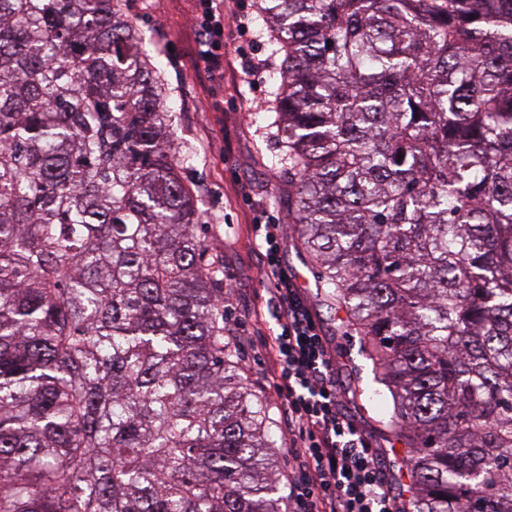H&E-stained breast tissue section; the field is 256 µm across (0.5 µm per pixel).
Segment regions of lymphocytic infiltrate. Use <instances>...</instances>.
Instances as JSON below:
<instances>
[{"instance_id":"lymphocytic-infiltrate-1","label":"lymphocytic infiltrate","mask_w":512,"mask_h":512,"mask_svg":"<svg viewBox=\"0 0 512 512\" xmlns=\"http://www.w3.org/2000/svg\"><path fill=\"white\" fill-rule=\"evenodd\" d=\"M200 77L224 79V7L196 0ZM263 276L279 331L270 356L278 368L271 386L288 428V512H405L393 493L379 449L341 408L337 364L301 288L280 257L281 225L255 222Z\"/></svg>"}]
</instances>
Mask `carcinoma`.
I'll use <instances>...</instances> for the list:
<instances>
[{
	"label": "carcinoma",
	"instance_id": "1",
	"mask_svg": "<svg viewBox=\"0 0 512 512\" xmlns=\"http://www.w3.org/2000/svg\"><path fill=\"white\" fill-rule=\"evenodd\" d=\"M124 0H0V512H283ZM274 201L413 512H512V0H259Z\"/></svg>",
	"mask_w": 512,
	"mask_h": 512
}]
</instances>
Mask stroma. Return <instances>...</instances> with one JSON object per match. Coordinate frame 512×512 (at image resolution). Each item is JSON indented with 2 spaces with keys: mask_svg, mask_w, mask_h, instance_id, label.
I'll use <instances>...</instances> for the list:
<instances>
[{
  "mask_svg": "<svg viewBox=\"0 0 512 512\" xmlns=\"http://www.w3.org/2000/svg\"><path fill=\"white\" fill-rule=\"evenodd\" d=\"M234 0H224V79L200 81L193 71L191 46L196 36L193 0H126L127 11L145 36V47L160 66L167 87L173 136L182 147L183 175L204 212L198 235L224 255V282L234 289L226 303L224 323L232 328L249 387L269 404L270 431L276 442L277 487L287 496L288 430L268 387L270 365L265 339L276 326L264 304L268 284L260 275L263 257L254 245V200H261L276 223L285 211L270 198L281 156L273 115L262 104L279 84L280 58L274 53L259 19L240 34L233 19ZM251 45L270 66L257 85L241 75L238 48ZM250 196H243L242 188ZM280 256L289 273L307 280L305 294L340 364L344 409L379 448L387 441L372 410L377 388L372 364L362 354L360 338L343 328L340 313L326 302L317 273L304 255L284 237Z\"/></svg>",
  "mask_w": 512,
  "mask_h": 512,
  "instance_id": "35a3bbf8",
  "label": "stroma"
}]
</instances>
